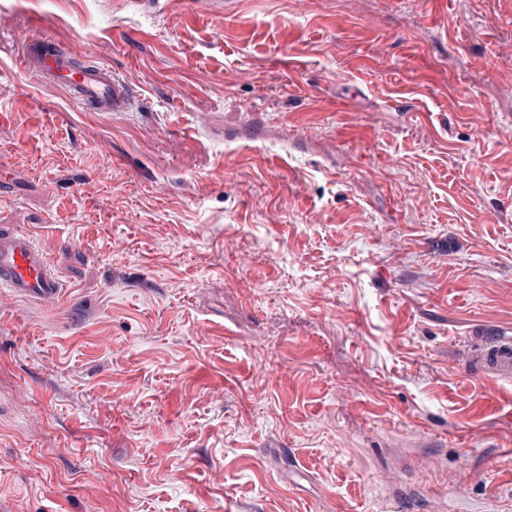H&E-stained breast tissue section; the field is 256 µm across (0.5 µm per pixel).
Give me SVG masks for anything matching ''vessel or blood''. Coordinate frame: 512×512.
Listing matches in <instances>:
<instances>
[{
  "mask_svg": "<svg viewBox=\"0 0 512 512\" xmlns=\"http://www.w3.org/2000/svg\"><path fill=\"white\" fill-rule=\"evenodd\" d=\"M20 64L40 77L64 84L73 105L82 110L123 112L134 99L129 85L98 61L91 44L78 60L69 48L52 39L32 38L22 47ZM4 288L30 300H44L59 297L63 284L29 233L1 227L0 289ZM472 367L481 376L512 383V336L483 331L482 342L474 349Z\"/></svg>",
  "mask_w": 512,
  "mask_h": 512,
  "instance_id": "1",
  "label": "vessel or blood"
}]
</instances>
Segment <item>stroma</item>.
<instances>
[{"mask_svg": "<svg viewBox=\"0 0 512 512\" xmlns=\"http://www.w3.org/2000/svg\"><path fill=\"white\" fill-rule=\"evenodd\" d=\"M1 224L65 290L0 289V512L512 502V0H0ZM84 60L77 62L69 48L45 37L27 40L20 64L28 71L57 83L70 92L74 106L89 112H125L134 93L112 68L98 61L93 44H87ZM483 341L474 348L472 367L475 372L501 382L512 383V336L486 330Z\"/></svg>", "mask_w": 512, "mask_h": 512, "instance_id": "stroma-1", "label": "stroma"}]
</instances>
